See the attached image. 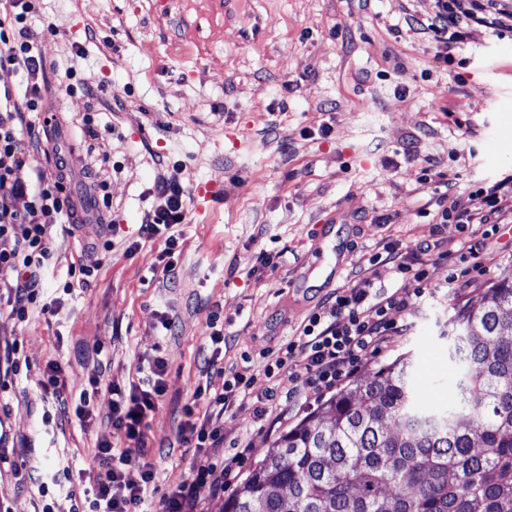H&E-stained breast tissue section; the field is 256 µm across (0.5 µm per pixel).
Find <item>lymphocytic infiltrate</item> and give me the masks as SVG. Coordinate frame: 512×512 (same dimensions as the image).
Segmentation results:
<instances>
[{
    "mask_svg": "<svg viewBox=\"0 0 512 512\" xmlns=\"http://www.w3.org/2000/svg\"><path fill=\"white\" fill-rule=\"evenodd\" d=\"M433 2L432 15L417 23L415 29L433 44L439 63L451 62V50L464 45L471 28L484 27L499 36L512 34V0ZM34 10L33 0H0V68L21 73L28 81L21 94L0 87V288L7 293L9 317L20 322L27 320L30 306L40 297L42 271L51 257L52 228L79 224L93 216L102 218L112 210L107 181H95L85 199L74 197L71 170L59 146L51 148L52 171H37L29 182L16 176L24 165L15 150L16 136L22 128H34L33 113L46 109L39 78L47 66L38 51L37 38L42 33L56 32L51 23L35 31L27 22ZM153 195L156 203L146 212L138 238L128 249L138 250L144 239L163 240L159 259L163 274L168 275L175 268L180 240L177 228L187 218L190 197L175 177L164 175L155 181ZM508 196L512 197L511 174L464 200L442 194L430 235L415 252H404L395 243L385 245L383 261L392 267L394 289L379 286L376 275H358L350 288L326 298L276 358L257 369L244 366L225 374L221 390L209 394L204 415H197L196 402H187L181 433L202 456L193 466L189 482L165 499L163 512H197V488H208L220 496L241 478L242 454L222 459L217 456L224 445L220 420L229 408L249 404L259 419L270 416L275 423L287 422L303 401L330 392L352 377L362 356L390 347L394 337L406 329L405 324L396 321V314L411 316L430 293V258L448 260V290L476 286L483 272L474 262L475 244L464 238L456 249H449L440 227L448 223L464 227L503 223L501 202ZM285 369L290 372L292 385L283 392L276 381ZM166 374L165 360L155 356L149 359L141 381L126 388H111L112 425L123 431L127 444L117 450L110 443H99L93 487L74 488L69 469L62 467L51 474H30L29 480L37 485L39 494L68 491L74 500V512H143L147 489L155 478L154 466L148 460L146 430L149 417L166 394ZM260 375L269 385L258 393L253 385Z\"/></svg>",
    "mask_w": 512,
    "mask_h": 512,
    "instance_id": "obj_1",
    "label": "lymphocytic infiltrate"
}]
</instances>
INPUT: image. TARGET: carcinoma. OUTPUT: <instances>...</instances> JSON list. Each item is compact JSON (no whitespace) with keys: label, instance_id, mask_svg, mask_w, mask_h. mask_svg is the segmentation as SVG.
I'll return each instance as SVG.
<instances>
[{"label":"carcinoma","instance_id":"1","mask_svg":"<svg viewBox=\"0 0 512 512\" xmlns=\"http://www.w3.org/2000/svg\"><path fill=\"white\" fill-rule=\"evenodd\" d=\"M454 406L416 402L409 362L283 434L224 512H512V270L450 321Z\"/></svg>","mask_w":512,"mask_h":512}]
</instances>
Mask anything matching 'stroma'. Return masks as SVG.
I'll return each instance as SVG.
<instances>
[{
    "label": "stroma",
    "instance_id": "1",
    "mask_svg": "<svg viewBox=\"0 0 512 512\" xmlns=\"http://www.w3.org/2000/svg\"><path fill=\"white\" fill-rule=\"evenodd\" d=\"M260 39L246 38L237 6L224 0H39L34 28L54 24L43 38L46 61L72 62L92 94L69 90L63 71H47L49 105L64 101L57 121L39 138L63 144L81 197L88 142L80 129L92 114L104 130L109 222L91 219L72 231L54 227L41 303L23 323L0 316V343L17 341L18 375L0 380V512H71L65 493L40 496L20 486L22 466L53 470L68 460L75 485L95 480L100 442L124 447L112 425L111 386L138 377L141 359L167 363V392L147 430L156 477L147 506L184 484L200 454L179 432L183 406L197 387L221 388L223 369L260 365L302 329L358 270L375 268L391 283L389 266L374 264L387 243L403 251L429 235L419 207L436 201L444 183L459 196L512 173V37L477 28L452 64L440 67L428 39L408 18L431 14L432 0H251ZM96 37H85L86 29ZM120 101L123 111L110 110ZM39 138L21 132L15 149L25 161L20 180L53 162ZM428 169L430 181L416 176ZM179 178L189 192L213 189L211 201L191 203L179 225L181 254L173 276L156 272L163 241L127 253L144 214L155 203L158 175ZM445 224L449 248L483 240V284L456 296L441 291L447 261L428 265L437 287L424 300L407 335L364 356L355 380L397 358H410L417 396L434 404L456 400L448 321L479 299L503 270L512 269V232ZM111 250H103L104 240ZM274 266L255 270L259 252ZM90 266L80 280L71 269ZM221 315L224 350L211 365L209 338ZM167 317L171 329H162ZM66 376L59 396L42 398L50 363ZM99 393L92 416L70 409L89 380ZM261 427L253 407L224 415V442L247 448L251 471L278 440Z\"/></svg>",
    "mask_w": 512,
    "mask_h": 512
}]
</instances>
